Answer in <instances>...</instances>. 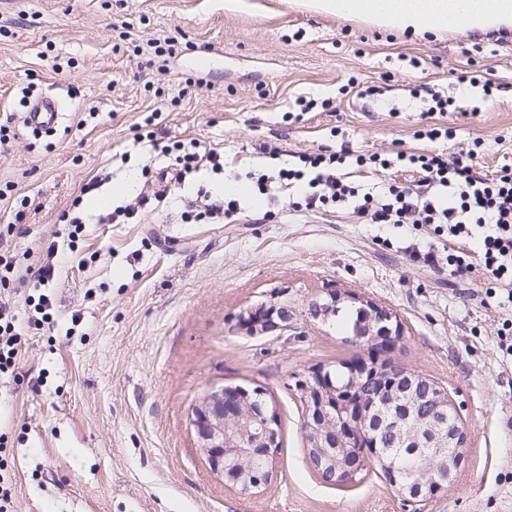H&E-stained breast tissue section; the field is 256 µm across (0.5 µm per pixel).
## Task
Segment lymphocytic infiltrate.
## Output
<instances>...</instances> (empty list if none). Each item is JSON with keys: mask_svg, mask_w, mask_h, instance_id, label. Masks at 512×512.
<instances>
[{"mask_svg": "<svg viewBox=\"0 0 512 512\" xmlns=\"http://www.w3.org/2000/svg\"><path fill=\"white\" fill-rule=\"evenodd\" d=\"M476 149L454 157L443 154L397 153L395 159L357 155V165H398L419 177L417 184L392 181L379 192L367 191L340 173L348 150L299 155L297 162L276 176L260 174L256 186L267 195L275 184L305 183L307 191L294 209L320 211L329 207L349 210L360 224H424L451 241L442 257L425 253L427 262L445 264L450 274L479 279L487 297L507 295L512 300V165L488 174L477 172ZM477 249H470V241ZM58 257L48 250L42 265L28 267V280L44 285L55 275ZM20 259L0 249V291L23 287L17 276ZM23 332L8 302L0 303V376L14 375L21 356Z\"/></svg>", "mask_w": 512, "mask_h": 512, "instance_id": "obj_1", "label": "lymphocytic infiltrate"}]
</instances>
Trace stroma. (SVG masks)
<instances>
[{"label":"stroma","mask_w":512,"mask_h":512,"mask_svg":"<svg viewBox=\"0 0 512 512\" xmlns=\"http://www.w3.org/2000/svg\"><path fill=\"white\" fill-rule=\"evenodd\" d=\"M474 83L464 82V75ZM52 94L54 132L23 123V88ZM454 101L430 112L432 93ZM315 100L301 111L299 100ZM155 116L160 144L200 143L224 156L173 181V157L134 142ZM0 188L35 197L27 236L41 256L60 216L82 217L81 260L49 287L60 303L51 336H28L26 385L0 379L10 432L13 512H512V355L506 315L478 283L411 260L440 249L428 226L360 224L348 211H297L287 194L242 199L232 224L184 222L199 191L245 183L321 146L368 154L454 155L481 141L476 165L512 164V30L414 36L344 20L291 0H0ZM452 138L423 137L427 126ZM280 150L261 154V144ZM150 173H143V166ZM153 202L138 224L102 223L74 205L103 168ZM356 293L401 321L396 358L445 387L461 407L465 460L447 489L407 504L379 474L339 487L311 467L294 382L358 350L313 302ZM287 304L286 337L236 328L245 308ZM80 315L72 324V315ZM260 386L274 398L283 447L271 483L241 494L197 446L192 408L210 386Z\"/></svg>","instance_id":"1"}]
</instances>
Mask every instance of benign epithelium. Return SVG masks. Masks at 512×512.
<instances>
[{"label": "benign epithelium", "mask_w": 512, "mask_h": 512, "mask_svg": "<svg viewBox=\"0 0 512 512\" xmlns=\"http://www.w3.org/2000/svg\"><path fill=\"white\" fill-rule=\"evenodd\" d=\"M361 310V323L351 342L376 346L370 352L374 362L373 376L394 377L384 400H371L346 417L336 418V386L327 368H313L294 386L302 403V433L306 448L311 450L317 470L328 481L351 476L358 465L355 456L364 438L378 440L384 432L400 438L404 448H424L426 466L404 482L400 492L407 500L423 503L444 491L464 461L465 429L460 412L448 391L438 385L427 388L426 400L431 406L429 419L409 429L408 421L418 404L419 386L425 377L416 371L397 372L395 363L384 362L386 355L404 341L402 324L388 310L357 294L347 295ZM341 297L334 294L323 303L316 302L315 316L328 317L336 312ZM237 328L251 337L276 335L288 331V307L268 303L251 306L237 316ZM253 389L239 384L213 386L195 402L192 410L198 447L205 453L212 471L220 476L236 471L242 452L253 456H271L279 447L280 422L275 408L267 403L259 413L253 411ZM274 471L263 477L239 476L235 487L244 495H253L272 479Z\"/></svg>", "instance_id": "1"}]
</instances>
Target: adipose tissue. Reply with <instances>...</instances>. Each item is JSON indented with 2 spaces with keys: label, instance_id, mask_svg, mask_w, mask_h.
<instances>
[{
  "label": "adipose tissue",
  "instance_id": "ef3b65f1",
  "mask_svg": "<svg viewBox=\"0 0 512 512\" xmlns=\"http://www.w3.org/2000/svg\"><path fill=\"white\" fill-rule=\"evenodd\" d=\"M309 8L413 34L512 29V0H306Z\"/></svg>",
  "mask_w": 512,
  "mask_h": 512
}]
</instances>
